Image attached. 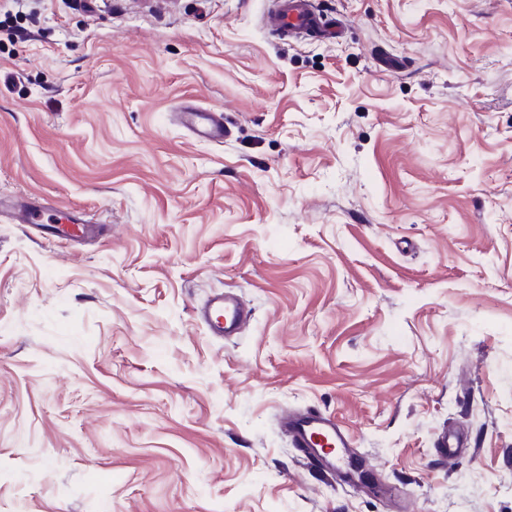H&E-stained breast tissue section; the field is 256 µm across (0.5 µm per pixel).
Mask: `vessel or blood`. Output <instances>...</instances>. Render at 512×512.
<instances>
[{"mask_svg": "<svg viewBox=\"0 0 512 512\" xmlns=\"http://www.w3.org/2000/svg\"><path fill=\"white\" fill-rule=\"evenodd\" d=\"M264 25L278 36L323 42L336 41L343 31L341 22L317 9L314 0H274ZM182 121L200 139L221 143L231 135L223 113L214 110L185 107ZM98 232L84 213L75 210L67 217L60 234L65 238H84ZM249 316V310L229 292L215 294L198 311L209 334L218 337L237 335ZM281 429L309 465L337 481H350V464L356 455L354 443L334 417L310 409L290 412L283 416Z\"/></svg>", "mask_w": 512, "mask_h": 512, "instance_id": "b4317fda", "label": "vessel or blood"}]
</instances>
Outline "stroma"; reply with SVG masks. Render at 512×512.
<instances>
[{
  "mask_svg": "<svg viewBox=\"0 0 512 512\" xmlns=\"http://www.w3.org/2000/svg\"><path fill=\"white\" fill-rule=\"evenodd\" d=\"M315 3L342 39L272 0H0V198L107 226L0 220V512H512V0ZM215 291L240 335L197 322ZM303 408L381 493L309 468ZM264 25L278 36L323 42L336 41L343 31L341 22L322 13L313 0H275ZM181 115L184 126L197 138L222 143L231 136L223 112L187 106ZM65 223L67 224H62L63 227L60 232L54 233V235L65 238H85L91 235H98L100 232L99 228L95 226L96 224H90L89 221L85 219L84 213L78 210L72 211ZM250 312L232 293L215 294L198 311V317L212 336H236Z\"/></svg>",
  "mask_w": 512,
  "mask_h": 512,
  "instance_id": "1",
  "label": "stroma"
}]
</instances>
